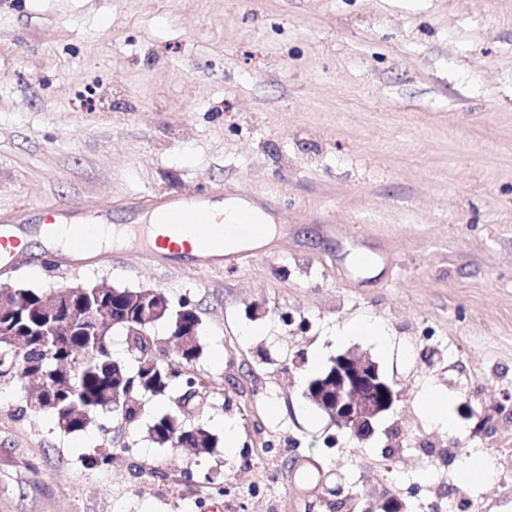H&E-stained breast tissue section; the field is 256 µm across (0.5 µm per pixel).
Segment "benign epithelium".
<instances>
[{"label":"benign epithelium","mask_w":512,"mask_h":512,"mask_svg":"<svg viewBox=\"0 0 512 512\" xmlns=\"http://www.w3.org/2000/svg\"><path fill=\"white\" fill-rule=\"evenodd\" d=\"M87 288L82 284L62 286L51 293L55 307L62 313L70 314V308L77 303L88 308L87 321L92 330L104 331L109 317L101 306L86 304ZM155 298L156 304L140 309L136 327L139 334L145 335L157 325L163 316L165 295L156 289L148 288L129 296L134 304L140 298ZM305 398L346 436L364 441L370 438L381 419L396 410L403 399L398 383L387 378L379 365L368 355L348 350L331 358V365L324 371L306 379ZM362 512H407L406 503L400 498L390 499L384 495L377 502H368Z\"/></svg>","instance_id":"1"}]
</instances>
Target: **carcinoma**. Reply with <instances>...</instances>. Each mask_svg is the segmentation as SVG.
<instances>
[{"label": "carcinoma", "instance_id": "1", "mask_svg": "<svg viewBox=\"0 0 512 512\" xmlns=\"http://www.w3.org/2000/svg\"><path fill=\"white\" fill-rule=\"evenodd\" d=\"M43 298L44 294L35 290L18 288L14 293L15 312L7 319L0 317V325L25 338V347L17 349L8 337L0 335V379L22 381L32 376L46 384L49 393L44 410L53 415L61 432H81L104 411L112 400L113 375L118 372L130 378L134 395L163 396L175 382L186 391L194 389L197 398L206 392L204 383L191 373L202 353L200 338L194 337L196 344L181 353L176 352L174 342L175 334L182 329L196 328L194 318L178 323L167 314L161 321L168 323V336H140L134 331L133 309L110 294L103 295L102 303L114 309L110 327L117 326L125 332L128 351L137 364L136 370L130 372L112 360L107 336H92L81 325L71 328L67 336L43 335ZM169 348L175 350L174 366L162 360ZM149 434L160 447L208 452L217 445L214 434L186 426L176 412L157 416Z\"/></svg>", "mask_w": 512, "mask_h": 512}]
</instances>
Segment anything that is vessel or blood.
<instances>
[{"mask_svg":"<svg viewBox=\"0 0 512 512\" xmlns=\"http://www.w3.org/2000/svg\"><path fill=\"white\" fill-rule=\"evenodd\" d=\"M224 196L225 189L220 185L201 194L150 196L144 207L154 216V223L131 226L130 233L144 244L153 238L165 243L169 257L188 259L193 267L263 255L265 249L261 242L270 230L269 225L262 222L265 203L254 200L251 209L239 215L237 223L228 224L216 213V205L223 202ZM38 210L39 221L46 232H53L56 225H65L70 253L90 256L102 252L103 246L92 227L111 223V206L104 203L90 209L77 206L67 212L60 205L47 201L39 204ZM18 222L14 215L0 217L1 275L11 273L25 262L23 253L15 248Z\"/></svg>","mask_w":512,"mask_h":512,"instance_id":"obj_1","label":"vessel or blood"}]
</instances>
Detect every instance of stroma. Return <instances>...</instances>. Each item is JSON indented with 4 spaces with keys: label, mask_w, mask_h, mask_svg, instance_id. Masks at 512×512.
Listing matches in <instances>:
<instances>
[{
    "label": "stroma",
    "mask_w": 512,
    "mask_h": 512,
    "mask_svg": "<svg viewBox=\"0 0 512 512\" xmlns=\"http://www.w3.org/2000/svg\"><path fill=\"white\" fill-rule=\"evenodd\" d=\"M216 183L275 209L264 256L185 272L127 240L77 267L42 247L0 285L189 303L209 387L185 422L231 421L234 446L153 443L179 386L64 434L4 381L0 512H333L339 489L512 512V0H0V214L26 207L29 235L43 201L101 202L124 226L146 194ZM363 320L388 349L342 335ZM350 349L404 394L365 441L303 396ZM471 456L489 480L457 479ZM423 406L430 414L432 421L436 425L450 428L452 423L448 420L446 407L441 401V397L434 391H429L423 398Z\"/></svg>",
    "instance_id": "stroma-1"
}]
</instances>
